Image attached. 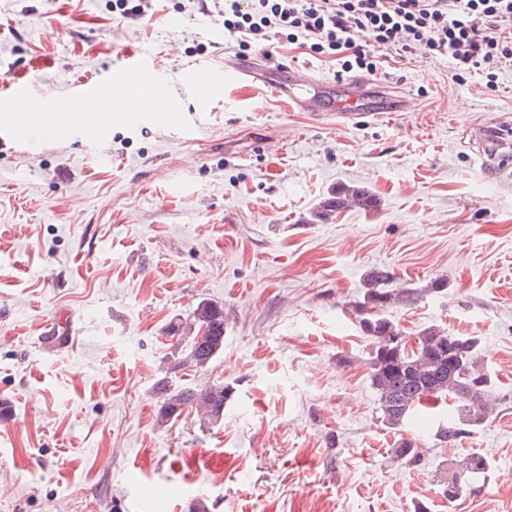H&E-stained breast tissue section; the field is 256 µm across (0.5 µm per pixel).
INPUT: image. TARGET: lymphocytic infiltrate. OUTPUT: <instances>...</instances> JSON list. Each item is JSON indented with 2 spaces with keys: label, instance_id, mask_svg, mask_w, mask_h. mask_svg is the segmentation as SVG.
Segmentation results:
<instances>
[{
  "label": "lymphocytic infiltrate",
  "instance_id": "obj_1",
  "mask_svg": "<svg viewBox=\"0 0 512 512\" xmlns=\"http://www.w3.org/2000/svg\"><path fill=\"white\" fill-rule=\"evenodd\" d=\"M276 29L336 56L342 72L375 73L378 49L447 58L452 76L494 88L512 62V0H224V30L249 47Z\"/></svg>",
  "mask_w": 512,
  "mask_h": 512
}]
</instances>
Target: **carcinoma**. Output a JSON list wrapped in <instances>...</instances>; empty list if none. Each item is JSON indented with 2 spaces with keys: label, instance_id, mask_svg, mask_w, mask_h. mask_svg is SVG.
<instances>
[{
  "label": "carcinoma",
  "instance_id": "obj_1",
  "mask_svg": "<svg viewBox=\"0 0 512 512\" xmlns=\"http://www.w3.org/2000/svg\"><path fill=\"white\" fill-rule=\"evenodd\" d=\"M349 206L370 210L376 207V199L365 188L341 186L322 202L321 210L314 217L319 219ZM390 279L391 274L385 269L370 270L363 278L362 298L353 305L361 329L370 340L371 383L378 396L381 421L401 432L416 408L446 399L448 424L438 427L435 437L455 446L465 435L485 424L492 411V380L478 361L479 339L455 336L432 326L417 334V347L410 351L398 347L395 337L402 331L386 317L387 310L416 303L420 293L414 289L397 291L389 287ZM185 335L188 350L185 359L200 368L210 364L224 352V307L199 303ZM158 391L163 395L157 415L161 424L180 417L187 407L203 411L205 421L210 424L224 418V400L229 389L222 384L198 389L174 387L164 382ZM394 458L407 465H417L419 455L413 439H398ZM488 469L487 457L472 452L462 458L460 468L449 476L454 480L466 476L479 478Z\"/></svg>",
  "mask_w": 512,
  "mask_h": 512
}]
</instances>
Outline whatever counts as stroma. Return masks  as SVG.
Wrapping results in <instances>:
<instances>
[{
    "mask_svg": "<svg viewBox=\"0 0 512 512\" xmlns=\"http://www.w3.org/2000/svg\"><path fill=\"white\" fill-rule=\"evenodd\" d=\"M0 0V81L44 69L33 100L62 98L131 51L166 79L162 99L194 137L123 117L100 125L106 164L81 136L0 112V512H506L512 507V175L490 173L466 127L512 120V64L496 89L447 58L389 55L405 111L357 125L293 112L261 85L202 100L190 66L271 54L335 81L333 58L224 37V0ZM341 184L376 209L308 218ZM384 268L420 300L390 309L407 336L436 326L480 339L498 403L458 445L413 422L418 465L393 459L370 345L353 304ZM445 281L434 293L430 285ZM224 307V353L184 364L172 331L200 301ZM74 316L75 343L48 325ZM229 388L212 425L188 408L157 421L155 385ZM484 454L481 491L448 502L439 481ZM177 484L181 497L166 493Z\"/></svg>",
    "mask_w": 512,
    "mask_h": 512,
    "instance_id": "35a3bbf8",
    "label": "stroma"
}]
</instances>
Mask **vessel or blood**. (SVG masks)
<instances>
[{
    "label": "vessel or blood",
    "mask_w": 512,
    "mask_h": 512,
    "mask_svg": "<svg viewBox=\"0 0 512 512\" xmlns=\"http://www.w3.org/2000/svg\"><path fill=\"white\" fill-rule=\"evenodd\" d=\"M163 80V74L155 68L151 57L141 54L128 57L123 65L105 76L73 84L67 99H47L38 106L32 101L28 82L0 84V108L25 115L29 128H45L59 136H74L79 132L73 119L74 112L120 110L125 95L133 91L146 101L147 107L142 112L125 114L124 120L130 130L138 131L157 124L192 134L193 128L180 108L161 111L152 107L151 102ZM181 81L194 89L205 88L211 94L224 90L231 82L262 84L270 88L289 110L318 116L327 114L336 117L340 123L353 125L382 112L404 111L407 103L403 90L394 87L379 92L378 103H371L366 82L353 81L341 86L318 83L307 68L280 66L269 55L252 64L228 62L220 69L191 67L183 70ZM507 131L503 124H475L466 129L465 135L482 163L486 164L505 147Z\"/></svg>",
    "instance_id": "vessel-or-blood-1"
}]
</instances>
